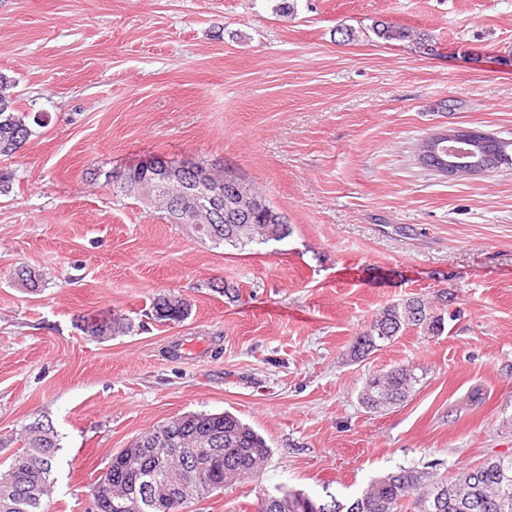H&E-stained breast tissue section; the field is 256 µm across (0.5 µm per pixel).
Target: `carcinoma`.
Segmentation results:
<instances>
[{
  "label": "carcinoma",
  "instance_id": "obj_1",
  "mask_svg": "<svg viewBox=\"0 0 512 512\" xmlns=\"http://www.w3.org/2000/svg\"><path fill=\"white\" fill-rule=\"evenodd\" d=\"M378 36L406 41L414 36L407 28L382 26ZM15 81L0 73V156L9 157L32 136L25 115L15 107L10 94ZM211 181L236 198L240 209L253 213L248 224H204L198 232L214 247L243 249L250 245L279 242L289 227L267 197L237 174L212 166ZM190 303L173 293L160 294L152 302V316L160 322H180ZM409 327L431 333L442 328V318L419 298L384 309L364 334L356 338L353 355L364 357L379 344L395 340ZM131 324L118 318H91L85 330L94 338H110L129 332ZM417 378L406 367H398L367 379L360 394L362 404L372 410L396 405L411 393ZM40 432L25 427L22 445L0 461V512H48L53 491V465L60 450L58 434L51 424ZM138 441L114 453L106 471L96 479L101 491V512H159L153 500V485L168 484L170 498L177 500L183 489L192 488L190 498L201 501L245 476L260 479L271 449L264 437L230 412H188L164 421L140 435ZM313 498L301 491L276 489L263 492L256 512H312ZM324 512H512V456L495 458L462 471L454 478H437L429 471L401 468L371 481L351 503L330 496Z\"/></svg>",
  "mask_w": 512,
  "mask_h": 512
}]
</instances>
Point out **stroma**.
I'll use <instances>...</instances> for the list:
<instances>
[{
  "label": "stroma",
  "instance_id": "stroma-1",
  "mask_svg": "<svg viewBox=\"0 0 512 512\" xmlns=\"http://www.w3.org/2000/svg\"><path fill=\"white\" fill-rule=\"evenodd\" d=\"M0 73L39 119L0 158V454L53 424L49 512H91L112 454L192 411L235 414L271 454L190 512H255L278 487L345 503L403 467L512 454V169L449 179L416 155L451 127L512 139V0H0ZM153 156L255 183L288 237L216 249L90 178ZM169 292L181 322L151 315ZM412 298L442 331L354 358ZM113 315L132 331L84 332ZM401 366L407 401L366 408V378ZM190 309V303L174 293L160 294L152 302V316L159 322H180Z\"/></svg>",
  "mask_w": 512,
  "mask_h": 512
}]
</instances>
